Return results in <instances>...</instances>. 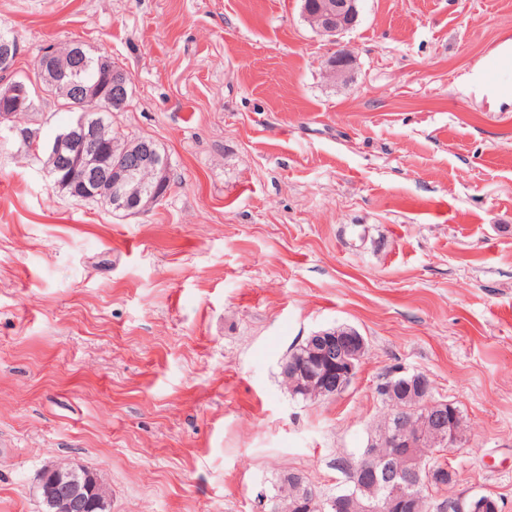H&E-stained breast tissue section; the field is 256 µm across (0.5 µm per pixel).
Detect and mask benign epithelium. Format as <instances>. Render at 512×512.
<instances>
[{
    "mask_svg": "<svg viewBox=\"0 0 512 512\" xmlns=\"http://www.w3.org/2000/svg\"><path fill=\"white\" fill-rule=\"evenodd\" d=\"M358 0H310L303 10L305 21L333 47L334 52L325 70L326 78H342L352 60L348 46L341 41L343 34L357 22ZM19 46L7 43L0 49V70L14 71ZM84 51L81 43H72L67 51V61H58L53 51L43 56L39 74L43 82L68 93V98L77 100L83 108L99 102L96 89L71 79V75L81 66ZM11 111L1 112L0 118L10 120L16 112L29 107L31 91L28 84L18 79L6 94ZM33 155L44 152L49 158L46 167L53 175L70 163H76L74 172L80 181L112 209V213L126 216L140 215L157 204L166 194L168 180L166 165L159 161V153L153 141L143 138L129 139L123 146L120 159L109 158L106 144L102 142L100 127L82 119L71 126L53 143L46 146L36 135L30 136ZM314 349L310 357L315 366L305 367L295 360L283 365V370L291 371L294 380L302 385L316 388V395L332 399L342 394L357 373L354 355L346 352L348 341L336 340L330 331L318 332L306 339ZM426 426L413 430L410 421L416 408L403 407L399 410L397 425L382 433L376 441L388 448L407 449L409 469L400 476L389 477L387 466L361 465L354 471V477L386 475L384 485L389 500L398 503L408 499V490L413 481H427L433 470L423 467L413 449L420 446L426 432L433 433L441 444L453 448L456 433L449 421L446 403L435 401L429 396L426 384L419 387ZM38 490L46 506V512H75L86 507L91 512H112L110 492L98 475L68 461H59L46 466L38 477ZM483 507L478 495L465 493L448 496V512H475Z\"/></svg>",
    "mask_w": 512,
    "mask_h": 512,
    "instance_id": "1",
    "label": "benign epithelium"
}]
</instances>
